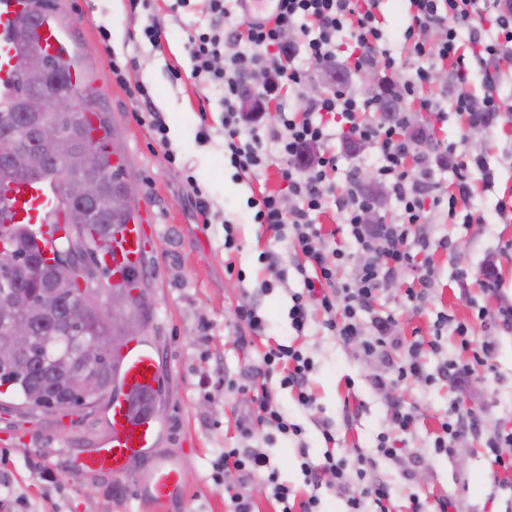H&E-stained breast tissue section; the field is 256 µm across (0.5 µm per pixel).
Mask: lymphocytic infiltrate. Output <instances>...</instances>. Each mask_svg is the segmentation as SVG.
<instances>
[{
	"instance_id": "f902f5d3",
	"label": "lymphocytic infiltrate",
	"mask_w": 512,
	"mask_h": 512,
	"mask_svg": "<svg viewBox=\"0 0 512 512\" xmlns=\"http://www.w3.org/2000/svg\"><path fill=\"white\" fill-rule=\"evenodd\" d=\"M211 24L205 31L190 36V55L194 61L192 78L207 80L224 90V150L230 164L244 174L255 173L266 155L264 140L278 145L282 190L252 200L255 223L266 226L277 238H289L294 255L303 256L297 270L303 275L301 291L291 296L288 317L295 331H304L313 310L326 316L324 325L331 335L345 342H359L365 356L383 358L388 348L399 346L393 336L391 317H377L373 303L382 284L389 278L414 268V247H428L429 238L421 235L429 209L447 207L449 217H462L471 223L473 213L459 214L466 196H431L430 171L409 179L404 168L408 156L419 154V145L407 140L396 122L371 120L379 97L329 87L316 98L306 99L301 109L280 107L278 128H263L249 113L240 111L238 102L244 93L263 100L286 88L297 91L312 71L334 72L339 53H347L355 68L379 67L394 75L406 70L400 81L402 98L418 101L421 110L443 116L440 102L425 98L423 91L432 78V67L439 62L450 66L452 103L472 126L483 125L486 118L500 112L498 86L503 73L501 61H512V7L501 8L500 0H410L412 23L405 31V45L415 59L413 68L384 46L378 9L380 0H275L268 15L254 19L238 18L227 0H206ZM437 30L436 42L421 39V32ZM468 38L469 53H461L460 40ZM482 67L484 94L475 97L468 84L470 65ZM341 129L349 139L376 147L379 153L377 179L399 201L401 211L396 222L369 224L364 217L374 207V198L351 185L346 195L337 198L340 223L347 228L349 245L329 244L312 216L319 212L329 190L327 173L336 158L329 153L310 157L312 145L328 142L333 129ZM355 246L363 255L352 280L341 281L337 268ZM452 329L461 349L469 351L466 361L443 359L434 373H425L420 360L424 350L440 352L439 342L412 341L408 357L397 366L394 379L376 377L379 387L391 382L422 378L445 381L455 387L467 383L475 366L486 364L493 351L490 342L475 343L466 322L440 315L436 331ZM314 369L311 359L291 345L280 344L265 353L255 375L261 380V393L254 399L253 415L265 427L285 438H300V425L288 420L274 396L276 388L297 393L298 404L313 408L316 398L309 392V377ZM481 420L472 412L450 411L433 440L438 454L450 453L455 440L480 430ZM415 415L402 402L392 404L390 433L378 438L376 455L357 451L354 456L326 452L320 468H306L307 497L292 503V490L280 482L266 452L260 448H228L213 464L212 480L222 485V474L233 468L249 476H264L281 512H319V490L324 475H332L343 496L346 512H392L391 495L386 483L376 479L372 470L375 456L403 463L404 449L398 448L392 432H412Z\"/></svg>"
}]
</instances>
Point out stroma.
Wrapping results in <instances>:
<instances>
[{
	"instance_id": "obj_1",
	"label": "stroma",
	"mask_w": 512,
	"mask_h": 512,
	"mask_svg": "<svg viewBox=\"0 0 512 512\" xmlns=\"http://www.w3.org/2000/svg\"><path fill=\"white\" fill-rule=\"evenodd\" d=\"M175 0H152L150 10L130 11L127 0H54V13L62 37L79 59L82 81L98 94L113 130V144L139 194L135 205L148 230L149 249L140 269L145 323L140 339L152 344L161 358L160 397L165 414L159 419L158 454L181 467L184 498L168 512H229L230 497H249L254 512H277L278 505L265 481L230 471L222 486L210 478L212 464L227 448L265 449L281 481L297 497L309 488L302 463H323L328 448L321 423H329L340 448H360L375 455L377 438L389 429L390 401L374 379L391 376L394 364L405 356V343L439 339L448 355H456L451 333L434 335V321L445 313L470 323L476 341H489L494 352L488 366L476 367L466 388L422 381L397 387L405 407L417 420L404 444L418 459L409 469L377 457L374 476L391 488L393 512H410L409 497L418 495L427 512L437 498L448 495L461 512H512V471L493 466L485 450V436L501 427L512 429V323L495 317L501 300H512V217L499 216V199L512 197V65L502 64L500 112L482 127L480 143L470 142L463 115L450 111L444 121L416 110L414 102L400 103L411 112L412 123L428 148L426 164L441 190L457 192L467 182L471 204L482 222L449 219L446 210L429 214L424 233L431 245L418 255L429 263L433 284L422 310H413L405 290L417 269L388 279L374 303L377 314L393 316L403 347L391 350L386 360L365 357L359 346L331 336L323 328L321 313H314L304 332H296L288 318L290 295L300 279L290 267L285 242L275 240L253 221L249 198L274 192L282 183L275 144H267L265 164L255 176L241 177L224 156V105L218 90L191 76L188 36L207 27L210 16L205 0L175 7ZM164 20L167 36L159 47L141 41L139 34L148 11ZM409 0H382L381 29L385 46L405 58L404 32L411 23ZM125 64V81L117 83L112 62ZM147 87L154 109L167 126V142H160L141 122L129 86ZM464 141V154L483 153L495 178L486 182L482 172H460L458 158L440 154L441 142ZM335 153L337 169L330 175L331 195L344 194L357 183L385 201L384 221L400 213L398 201L375 179L376 150L348 142L336 134L325 145ZM199 187L209 201L202 215L191 192ZM326 203L316 217L323 234L343 241L346 228L338 224L336 207ZM234 225L237 250H224V224ZM454 244L440 248V239ZM270 251L287 270L277 281L261 263ZM493 268L496 289L487 291L483 272ZM272 281L263 289L262 281ZM253 297L265 318L262 335H251L235 318L243 297ZM489 315L475 317L477 307ZM288 344L312 357L314 370L309 389L316 398L312 409L300 407L289 389L276 394L278 404L292 422L304 428L306 457H299L294 441L260 424L243 436L240 424L251 408L252 391L246 390L249 372L270 346ZM238 384L227 390V381ZM110 394L73 415L47 414L22 409L16 398L0 395V512H159L142 501L135 480L144 462L123 474L109 475L78 469L81 458L95 453L109 433ZM480 415L483 430L468 435L469 454L437 455L430 448L440 422L452 406Z\"/></svg>"
}]
</instances>
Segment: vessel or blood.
Segmentation results:
<instances>
[{
	"label": "vessel or blood",
	"mask_w": 512,
	"mask_h": 512,
	"mask_svg": "<svg viewBox=\"0 0 512 512\" xmlns=\"http://www.w3.org/2000/svg\"><path fill=\"white\" fill-rule=\"evenodd\" d=\"M28 8V0H0V56L12 54L10 34ZM16 207L23 213L36 237L46 245H54L56 202L49 183H21L13 186ZM147 252V240L142 223L122 225L114 231L108 250L100 254V262L111 272L112 283L134 285V275L141 268ZM159 357L147 342L135 340L120 357L119 373L125 395L112 400L109 412L110 437L104 448L83 459V468L103 473H123L129 457L139 456L147 469L138 479L143 501L167 506L183 493L181 473L171 460L156 455L158 426L152 415L135 414L128 406L130 394L148 395L155 391L159 380Z\"/></svg>",
	"instance_id": "vessel-or-blood-1"
}]
</instances>
